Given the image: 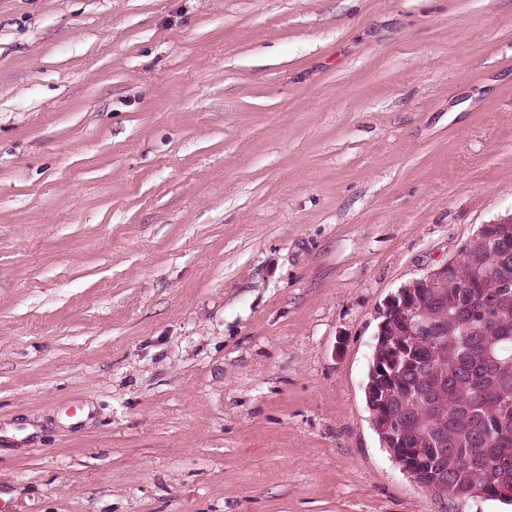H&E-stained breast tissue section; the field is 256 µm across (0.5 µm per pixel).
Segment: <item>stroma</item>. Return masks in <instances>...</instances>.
Wrapping results in <instances>:
<instances>
[{
    "instance_id": "stroma-1",
    "label": "stroma",
    "mask_w": 512,
    "mask_h": 512,
    "mask_svg": "<svg viewBox=\"0 0 512 512\" xmlns=\"http://www.w3.org/2000/svg\"><path fill=\"white\" fill-rule=\"evenodd\" d=\"M507 214L512 0H0V512H512L364 394Z\"/></svg>"
}]
</instances>
